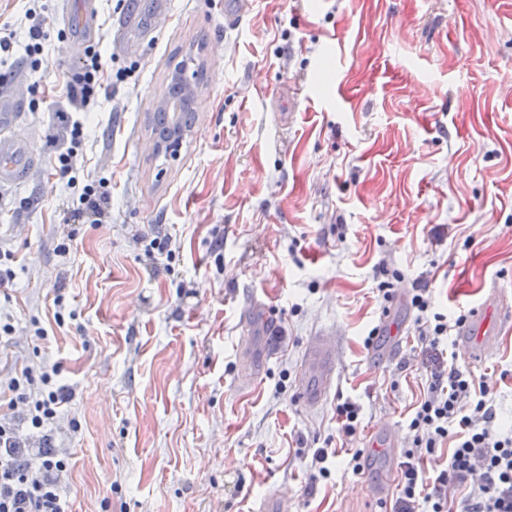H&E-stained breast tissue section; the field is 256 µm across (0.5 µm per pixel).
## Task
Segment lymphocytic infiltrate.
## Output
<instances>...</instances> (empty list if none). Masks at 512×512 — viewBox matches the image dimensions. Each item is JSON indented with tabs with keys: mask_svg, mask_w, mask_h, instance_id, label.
<instances>
[{
	"mask_svg": "<svg viewBox=\"0 0 512 512\" xmlns=\"http://www.w3.org/2000/svg\"><path fill=\"white\" fill-rule=\"evenodd\" d=\"M100 51L87 48L68 83L72 110H55L61 137L51 138L58 168L74 172L84 135L80 113L89 111L107 73ZM111 194L104 181H88L75 216L101 224L110 215ZM418 338L433 357L431 380L409 422L412 446L399 463L396 494L389 512H448L459 500L460 512H512V429L497 422L483 378L446 364L440 349L452 326L447 316L431 313L427 286L411 292ZM59 367H24L11 378L12 414L0 418V512H70L64 492L70 466L49 432L71 389L60 383ZM448 448V463L429 473L424 459Z\"/></svg>",
	"mask_w": 512,
	"mask_h": 512,
	"instance_id": "obj_1",
	"label": "lymphocytic infiltrate"
}]
</instances>
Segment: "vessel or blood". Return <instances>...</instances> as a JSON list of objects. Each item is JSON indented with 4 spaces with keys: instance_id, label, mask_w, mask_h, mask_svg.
Wrapping results in <instances>:
<instances>
[{
    "instance_id": "obj_1",
    "label": "vessel or blood",
    "mask_w": 512,
    "mask_h": 512,
    "mask_svg": "<svg viewBox=\"0 0 512 512\" xmlns=\"http://www.w3.org/2000/svg\"><path fill=\"white\" fill-rule=\"evenodd\" d=\"M68 18L77 27V36L88 40L96 33L98 0H72L66 7ZM23 102L20 84L0 92V187L25 181L28 173L40 164L30 139L13 135ZM512 321V301L493 291L473 306L459 327V345L474 357H482L488 343L497 339L503 326ZM336 372V346L326 336L312 337L302 359L298 391L303 403L318 406L332 387Z\"/></svg>"
}]
</instances>
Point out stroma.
I'll use <instances>...</instances> for the list:
<instances>
[{"instance_id": "stroma-1", "label": "stroma", "mask_w": 512, "mask_h": 512, "mask_svg": "<svg viewBox=\"0 0 512 512\" xmlns=\"http://www.w3.org/2000/svg\"><path fill=\"white\" fill-rule=\"evenodd\" d=\"M31 5L65 29V0H0L16 34L0 74L26 77L19 124L43 161L0 190L15 272L0 285L15 328L0 382L56 364L72 388L54 430L71 454L72 512H260L281 492L288 512H366L367 485L399 462L372 451L373 434L385 423L409 440L430 378L415 281L451 318L489 287L512 293V0H253L230 20L227 0H99L116 80L82 119L84 172L112 192L102 224L73 222L78 190L46 145L49 105L83 52L53 37L33 71ZM201 39L195 123L177 155L154 153L148 116L172 61ZM164 233L172 255L146 252ZM383 261L401 273L386 305ZM326 332L336 378L310 409L301 360ZM246 335L263 367L248 387ZM457 340L454 364L512 422V328L478 362ZM341 395L362 408L352 445L368 462L323 479L310 454L337 443Z\"/></svg>"}]
</instances>
